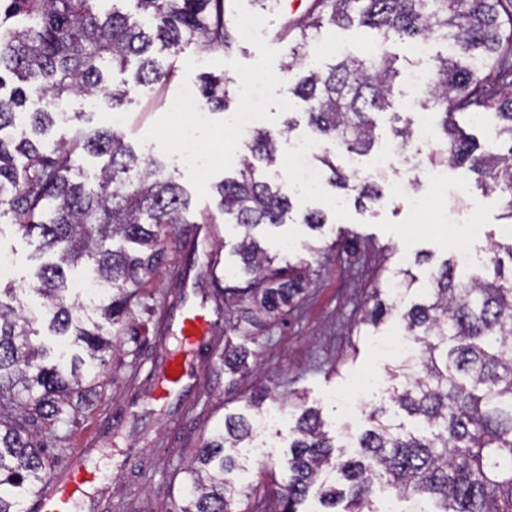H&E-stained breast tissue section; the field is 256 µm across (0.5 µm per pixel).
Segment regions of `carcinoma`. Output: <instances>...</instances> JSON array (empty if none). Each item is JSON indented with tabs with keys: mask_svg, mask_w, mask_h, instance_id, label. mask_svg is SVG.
I'll return each instance as SVG.
<instances>
[{
	"mask_svg": "<svg viewBox=\"0 0 512 512\" xmlns=\"http://www.w3.org/2000/svg\"><path fill=\"white\" fill-rule=\"evenodd\" d=\"M111 0H0L3 21L17 23L0 32V209L13 214L19 229L37 235L39 248L56 260L40 267L32 291L43 299L37 313L0 302V512H23V500L40 496L51 474L46 441L28 425L53 427L77 401L101 386L104 373L87 372L86 359L106 364L110 336L125 330L131 299L144 275L165 258L164 237L186 223L190 198L162 163L144 159L110 128L79 132L51 150L42 140L5 134L26 107L30 91L57 101L70 93L103 96L116 109L136 87L164 84L173 71L152 58L155 42L174 49L185 39L205 51H230L237 37L226 18L225 0H127L130 10L108 8ZM377 31L382 40L426 39L445 45L436 57L418 107L432 112L433 164L466 167L477 181L504 198L512 219V0H310L305 12L284 25L296 33L286 73L305 69L289 91L305 103L308 125L319 140H334L348 153L366 154L378 139L376 116L392 108L396 58L377 53L342 58L325 69L307 62L304 49L324 24L353 22ZM125 72L133 82H105L103 63ZM229 88L220 77H204L202 95L212 112L227 110ZM492 112L500 124L495 136L507 152L478 151L467 134L473 117ZM32 133L55 124V113H28ZM390 129L406 148L411 123ZM279 134L250 130V155L233 175L214 187V205L224 219L244 229L233 246L237 272L246 288L224 289V305L241 304L230 331L260 316L276 317L297 306L312 270L304 259L280 265L251 234L261 224L288 220L292 202L282 185L261 177V164L273 161ZM107 157L91 182L82 156ZM332 188L355 192L360 208L383 199L378 182L360 179L329 155L316 157ZM302 223L321 231L328 223L321 210H309ZM121 237L137 251L111 249ZM85 260L97 280L108 286L88 310L70 299L65 268ZM492 274L457 280L455 261L433 271L426 300L401 313L406 335L420 345V361L402 366L400 387L391 400L419 420L417 432L384 418L374 406L353 456L335 455L323 431L320 412L304 409L293 427L288 483L276 490L277 512H299L312 487L327 512H374V480L407 499H431L432 512H512V274L504 273L498 252ZM376 284L360 323L378 327L395 309L384 296L397 284L408 290L414 276L390 269ZM51 315L49 331L64 346L60 360L44 364L49 348L33 343L38 319ZM112 330H104V324ZM247 351L224 340V369L245 365ZM251 420L224 416V425L203 439L186 470L189 501L180 512H254L238 498L227 475L240 467L239 449L254 439Z\"/></svg>",
	"mask_w": 512,
	"mask_h": 512,
	"instance_id": "carcinoma-1",
	"label": "carcinoma"
}]
</instances>
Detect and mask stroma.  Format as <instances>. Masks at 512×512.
Here are the masks:
<instances>
[{
    "label": "stroma",
    "instance_id": "stroma-1",
    "mask_svg": "<svg viewBox=\"0 0 512 512\" xmlns=\"http://www.w3.org/2000/svg\"><path fill=\"white\" fill-rule=\"evenodd\" d=\"M225 7L234 23L251 24L250 32L240 33L233 51L204 54L190 42L182 43L174 53L153 46L151 54L162 65L177 67L170 83L138 87L131 102L116 111L107 100L69 95L65 105L70 118L56 124L48 140L65 141L80 129L111 127L113 113H120L125 142L138 155L164 162L189 195L187 221L177 227L186 233L199 211L212 207L214 184L249 153L245 135L237 130L239 118L262 113V127L273 131L282 129L286 120H294L295 128L281 139L275 162L262 168L264 177L285 182L293 204L291 215L286 224L261 225L253 234L279 259L308 260L312 283L287 318L250 328L247 343L241 336H232L234 343H245L251 352L246 373L226 372L223 344L210 345L189 356L195 382L184 398L156 404L152 401L160 364L156 338L169 328L166 315L180 289H187L190 300L197 302L215 289L244 283L231 255L243 233L238 225L217 224L213 249L199 250L192 262L175 241H167L163 264L143 277L127 315L128 328L116 338L108 383L96 389L89 405L74 418L56 424V434L64 436L66 443L48 449L52 470L57 473L71 466L85 439L104 441L102 453L112 480L90 489L100 500L98 512H178L185 470L202 437L223 424L225 415L250 414L251 395L266 388L290 406L283 420L262 434L265 456L243 459L234 476L236 486L255 502L288 481V442L299 409H320L325 431L341 447L352 445L365 428L366 413L374 403H385L394 422L415 429V421L389 400L399 384V361L387 351L385 342L400 329L397 317H388L377 331L360 323L375 282L385 265L412 269L419 286L398 302V310L403 311L429 288L431 268L448 258L456 244L467 243L475 256L470 271L479 275L487 272L491 243L512 244V238L501 232L499 193L482 189L465 169L428 168L423 147L408 146L407 161L396 165L394 175L404 182L418 175V195L435 201L427 211L411 209L390 195L359 210L353 196L337 199L331 188L316 197L305 193L294 170L293 143H310L317 154L335 152L336 144L317 140L307 124L303 102L288 92L289 82L302 74L298 68L288 74L281 70L295 44L293 38L281 34L292 13L285 5L266 12L252 0H226ZM441 50L440 43H430L427 56L422 57L412 41L385 42L376 31L353 24L324 26L307 52L309 61L318 66L376 51L395 56L404 70L426 71ZM205 73L223 77L234 95L226 111L208 115L203 136L212 146L213 157L209 181L202 185L194 167L176 158L170 136L175 120L169 104L185 86H198ZM309 209L326 212L328 222L322 232L301 224V214ZM473 217L483 224L485 235L469 242L465 235ZM309 242L317 244L316 253H307ZM38 246L36 238L23 235L11 213H0V257L12 260L9 282L17 289V302L28 307L40 303L30 286L38 268L49 260ZM214 255L221 264L216 276L210 277L206 269ZM354 396L361 401L360 411L345 413L343 401Z\"/></svg>",
    "mask_w": 512,
    "mask_h": 512
}]
</instances>
